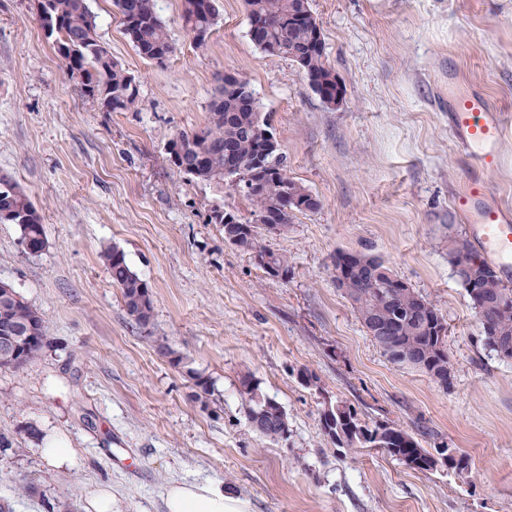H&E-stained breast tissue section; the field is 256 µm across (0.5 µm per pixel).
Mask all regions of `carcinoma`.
Returning <instances> with one entry per match:
<instances>
[{
	"label": "carcinoma",
	"mask_w": 512,
	"mask_h": 512,
	"mask_svg": "<svg viewBox=\"0 0 512 512\" xmlns=\"http://www.w3.org/2000/svg\"><path fill=\"white\" fill-rule=\"evenodd\" d=\"M46 20L57 56L67 71L81 82L84 94L100 101L108 112H127L138 104L135 78L99 40L96 17L87 0H45ZM156 0H113L121 16L123 31L137 54L164 67L175 53L166 24L156 12ZM300 0H246L250 40L262 52L283 56L305 73L319 96L336 91V74L326 64L325 44L316 19L296 18ZM217 17L215 0H183V21L198 47L212 34ZM250 81L236 78L220 84L210 105L205 126L194 132H179L168 141L169 156L178 157L177 168L191 179L222 182L229 163L241 165L231 173L239 182L250 184L243 193L251 206L250 218L236 217L224 223V210L213 211L212 220L224 230V241L257 259L271 277L288 278V257L265 244L266 238L288 232L297 213L313 211L320 201L307 189L297 193V182L288 176L286 156L280 144L266 146L264 134L270 130L268 115L260 112L249 90ZM16 192L0 188V208L12 213L0 215L1 224H15L21 242L45 238L42 216L30 195L17 182ZM103 259L112 285L121 295L130 316L147 324L153 300L148 284L133 272L122 250L107 249ZM477 260L470 241L448 237V261L469 296L478 315L485 345L502 360H512V288L486 262ZM375 275L368 266L351 269L339 282L352 309L384 355L393 363L409 364L448 387L451 363L448 354V327L444 316L429 298L396 277L389 267ZM8 322L15 335L24 337L19 354L0 356V370L20 371L51 344L48 326L41 313L17 291L0 296V326ZM247 395L244 414L262 436L279 441L288 436V415L275 400L259 393L249 377L242 380ZM335 427L323 425L324 433L338 448H377L406 467L428 473L432 453L400 426L380 421L367 422L347 404L337 403ZM442 469L458 476L471 470V458L459 451L448 456Z\"/></svg>",
	"instance_id": "1"
}]
</instances>
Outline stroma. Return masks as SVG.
<instances>
[{
    "label": "stroma",
    "instance_id": "35a3bbf8",
    "mask_svg": "<svg viewBox=\"0 0 512 512\" xmlns=\"http://www.w3.org/2000/svg\"><path fill=\"white\" fill-rule=\"evenodd\" d=\"M98 34L138 84L139 103L109 112L84 95L39 28L31 0H0V174L44 217L46 248L28 254L0 224V281L42 314L52 345L21 371H0V505L85 512L103 485L112 512H163L173 480L208 482L247 512H512V362L482 340L448 262L470 237L455 205L470 180L512 209V0H309L326 62L344 88L325 102L301 69L248 36L245 0H216L205 47L182 0H156L176 52L143 60L112 0H88ZM505 116L500 160L469 165L448 131V75ZM249 79L287 156L288 175L320 205L271 238L287 279L224 241L214 209L248 216L229 183L197 182L166 153L202 128L224 74ZM145 280L152 316L128 314L101 258L111 247ZM383 260L448 323L449 387L390 362L337 288L336 251ZM184 359L171 363L170 353ZM309 369L319 390L300 384ZM208 379L207 403L190 372ZM288 414L286 440L247 422L243 377ZM394 422L427 449L467 453L472 471L411 470L370 448L337 450L324 399ZM76 460L55 468L45 439Z\"/></svg>",
    "mask_w": 512,
    "mask_h": 512
}]
</instances>
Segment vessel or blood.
I'll list each match as a JSON object with an SVG mask.
<instances>
[{"mask_svg": "<svg viewBox=\"0 0 512 512\" xmlns=\"http://www.w3.org/2000/svg\"><path fill=\"white\" fill-rule=\"evenodd\" d=\"M448 110L453 136L466 149L471 164L492 170L500 153L503 114L480 95L454 90L448 93ZM457 203L487 259L501 273L512 272V212L503 209L484 184L476 181L458 195Z\"/></svg>", "mask_w": 512, "mask_h": 512, "instance_id": "1", "label": "vessel or blood"}]
</instances>
